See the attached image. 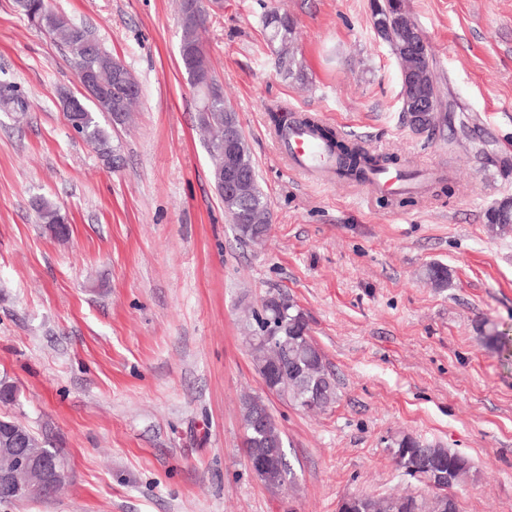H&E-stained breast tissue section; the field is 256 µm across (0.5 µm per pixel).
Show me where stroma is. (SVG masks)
<instances>
[{
  "label": "stroma",
  "mask_w": 512,
  "mask_h": 512,
  "mask_svg": "<svg viewBox=\"0 0 512 512\" xmlns=\"http://www.w3.org/2000/svg\"><path fill=\"white\" fill-rule=\"evenodd\" d=\"M140 87L107 165L70 129L80 87L65 52L0 0V417L68 461L46 500L0 512H337L366 495L427 494L390 439L467 457L459 512H512V233L486 213L512 198V0H406L445 105L435 135L401 112L400 64L371 0H219L204 44L238 113L271 211L237 238L214 189L179 54L178 0H52ZM295 22L305 73L279 67L263 20ZM315 117L415 173L396 196L294 173L270 111ZM45 197L69 227L39 224ZM448 284L425 278L431 264ZM283 293L304 311L337 398L307 413L266 393L244 342L251 310ZM284 433L294 487L267 489L242 448L244 395Z\"/></svg>",
  "instance_id": "stroma-1"
}]
</instances>
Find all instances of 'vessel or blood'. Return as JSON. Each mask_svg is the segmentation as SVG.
<instances>
[{"label": "vessel or blood", "mask_w": 512, "mask_h": 512, "mask_svg": "<svg viewBox=\"0 0 512 512\" xmlns=\"http://www.w3.org/2000/svg\"><path fill=\"white\" fill-rule=\"evenodd\" d=\"M279 142L294 170L316 180L334 179L335 160L327 144L314 135L310 128L302 125L290 126ZM409 181L410 176L405 170L387 166L373 173L368 184L376 191L397 193L406 190Z\"/></svg>", "instance_id": "vessel-or-blood-1"}]
</instances>
